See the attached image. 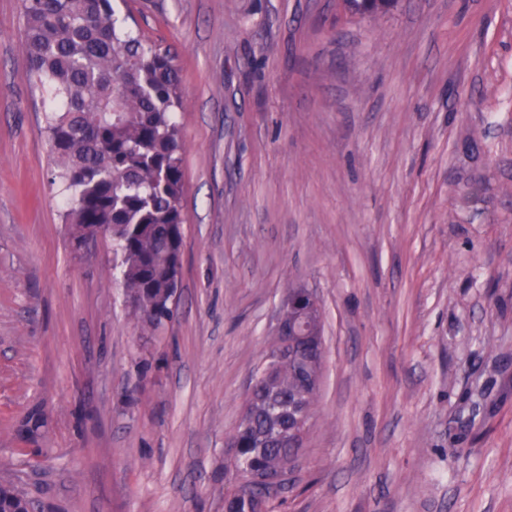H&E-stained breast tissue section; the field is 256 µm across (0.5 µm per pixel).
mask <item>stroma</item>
<instances>
[{"label":"stroma","instance_id":"1","mask_svg":"<svg viewBox=\"0 0 512 512\" xmlns=\"http://www.w3.org/2000/svg\"><path fill=\"white\" fill-rule=\"evenodd\" d=\"M117 10L181 71L175 316L143 340L111 239L72 251L0 0V483L44 512H224L305 288L325 359L284 512H512V0Z\"/></svg>","mask_w":512,"mask_h":512}]
</instances>
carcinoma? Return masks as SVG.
Returning <instances> with one entry per match:
<instances>
[{"label":"carcinoma","instance_id":"1","mask_svg":"<svg viewBox=\"0 0 512 512\" xmlns=\"http://www.w3.org/2000/svg\"><path fill=\"white\" fill-rule=\"evenodd\" d=\"M30 80L49 92L45 129L65 199L63 218L79 247L91 224L112 226L121 282L141 332L174 316L183 238V110L179 69L170 50L131 29L117 35L114 0H22ZM229 439L238 470L282 471L296 448L276 437L272 394L305 392L313 414L319 388L304 366L269 354L252 377ZM262 483L224 505L227 512H275Z\"/></svg>","mask_w":512,"mask_h":512}]
</instances>
